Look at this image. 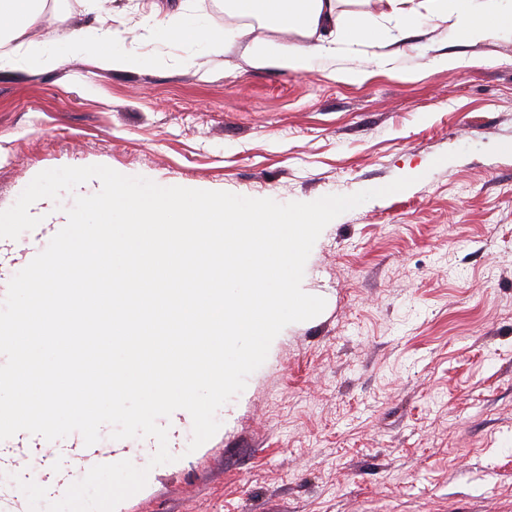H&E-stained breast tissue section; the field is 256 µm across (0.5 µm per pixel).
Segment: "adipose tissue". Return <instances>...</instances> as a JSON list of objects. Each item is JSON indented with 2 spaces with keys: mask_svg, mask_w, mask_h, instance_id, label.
Listing matches in <instances>:
<instances>
[{
  "mask_svg": "<svg viewBox=\"0 0 512 512\" xmlns=\"http://www.w3.org/2000/svg\"><path fill=\"white\" fill-rule=\"evenodd\" d=\"M425 2L431 15L449 22L459 41L473 42L493 31L512 33V0H476L472 7L460 11L449 10L448 0ZM341 3L342 0H225L224 11L303 36L305 42L301 45L253 41L246 47L253 66L274 65L301 73L357 47L382 48L395 41L391 30L343 9ZM44 4L45 0H0V70H51L59 65L60 58L54 52L36 46L11 45L35 21ZM113 36L109 28L75 30L66 35L65 41L75 56L82 55L90 44H97L101 64L112 70L145 69L144 57L110 47Z\"/></svg>",
  "mask_w": 512,
  "mask_h": 512,
  "instance_id": "adipose-tissue-1",
  "label": "adipose tissue"
}]
</instances>
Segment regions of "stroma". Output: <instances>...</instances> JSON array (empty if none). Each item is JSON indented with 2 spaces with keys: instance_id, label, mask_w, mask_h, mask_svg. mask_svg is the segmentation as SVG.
<instances>
[{
  "instance_id": "1",
  "label": "stroma",
  "mask_w": 512,
  "mask_h": 512,
  "mask_svg": "<svg viewBox=\"0 0 512 512\" xmlns=\"http://www.w3.org/2000/svg\"><path fill=\"white\" fill-rule=\"evenodd\" d=\"M170 2L48 0L21 39L61 65L0 71V210L64 166L280 203L417 182L323 229L302 280L323 312L280 332L196 451L184 423L116 512H512V36L461 43L424 18L387 63L294 73L245 55L281 33L208 0L185 4L210 32L248 31L223 55L147 34ZM108 26L145 70L67 55L65 31ZM24 454L30 481L83 476L56 448Z\"/></svg>"
}]
</instances>
